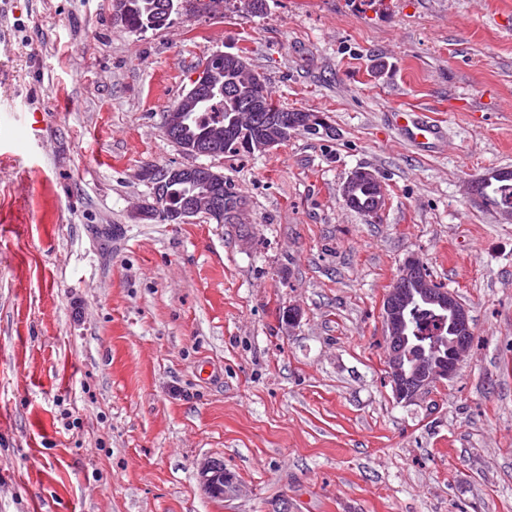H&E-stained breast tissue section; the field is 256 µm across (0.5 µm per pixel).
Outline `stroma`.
Returning a JSON list of instances; mask_svg holds the SVG:
<instances>
[{"label": "stroma", "instance_id": "1", "mask_svg": "<svg viewBox=\"0 0 512 512\" xmlns=\"http://www.w3.org/2000/svg\"><path fill=\"white\" fill-rule=\"evenodd\" d=\"M218 50L334 134L206 158L244 200L224 223L146 219ZM396 108L446 138L408 144ZM359 167L378 218L341 195ZM505 167L512 0H196L139 32L111 0H0V512H512V219L476 192ZM410 257L474 341L400 403L382 301ZM197 470L202 487L210 495L216 494L219 488L224 489L225 492L227 489L235 488L233 475L227 471L218 470L213 460L200 463Z\"/></svg>", "mask_w": 512, "mask_h": 512}]
</instances>
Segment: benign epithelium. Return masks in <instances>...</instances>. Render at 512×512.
<instances>
[{
    "instance_id": "1",
    "label": "benign epithelium",
    "mask_w": 512,
    "mask_h": 512,
    "mask_svg": "<svg viewBox=\"0 0 512 512\" xmlns=\"http://www.w3.org/2000/svg\"><path fill=\"white\" fill-rule=\"evenodd\" d=\"M177 9L176 0H155L152 8V27L167 26L169 16ZM221 87L220 75L212 67L201 64L191 80V88L182 96L180 108L166 113V127L176 133L180 132L189 112L202 106L209 95ZM272 121L276 123L278 130L290 135L304 127L312 129L319 127L323 134H331V128L324 122L323 117L313 112H299L284 118L274 117ZM151 171L155 206L163 211V215L169 222L187 224L198 215L214 221H223L224 209L218 195L214 192L216 184L223 181L222 174L201 165L178 168L153 166ZM360 179L376 186L382 184L376 173L359 168L353 171L343 184L342 196H348L352 184ZM177 181H200L207 190L186 197L177 208H170L165 205V201L168 200L167 185ZM411 280L415 282L418 289V300L432 305L441 314H451V325L456 335L448 338V360L444 362L417 361L410 367L406 365L404 350L409 334L410 305L404 297V288ZM382 321L387 344V374L393 386L394 396L399 402H412L428 394L434 387L452 379L470 349L468 308L453 292L438 289L432 281L420 277L418 263L413 258L404 263L399 277L383 298ZM198 475L202 487L210 495L216 494L220 488L224 490L235 488L233 475L217 469L211 460L199 464Z\"/></svg>"
}]
</instances>
